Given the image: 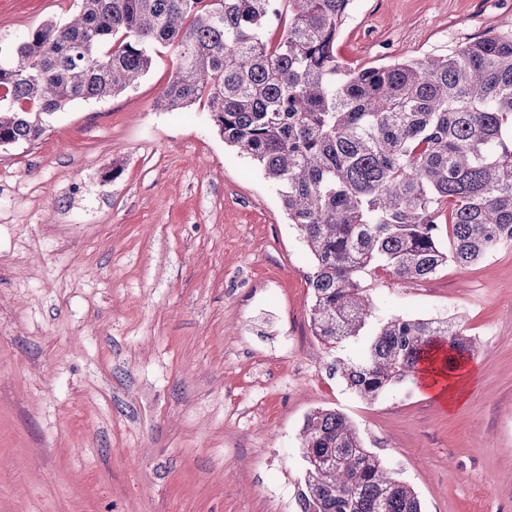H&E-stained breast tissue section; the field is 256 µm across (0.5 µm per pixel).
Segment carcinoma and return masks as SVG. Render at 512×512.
Returning <instances> with one entry per match:
<instances>
[{
    "label": "carcinoma",
    "mask_w": 512,
    "mask_h": 512,
    "mask_svg": "<svg viewBox=\"0 0 512 512\" xmlns=\"http://www.w3.org/2000/svg\"><path fill=\"white\" fill-rule=\"evenodd\" d=\"M353 2L80 0L67 21L0 43V147L38 141L70 102L135 88L176 46L159 107L206 101L224 143L257 164L311 256L313 335L358 343L331 370L372 402L413 381L434 348L450 368L473 351L459 323L384 317L364 279L412 284L512 242V33L348 67L336 39ZM301 439L300 512H422L344 414L314 411Z\"/></svg>",
    "instance_id": "1"
}]
</instances>
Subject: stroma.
I'll return each mask as SVG.
<instances>
[{"mask_svg":"<svg viewBox=\"0 0 512 512\" xmlns=\"http://www.w3.org/2000/svg\"><path fill=\"white\" fill-rule=\"evenodd\" d=\"M78 0H0V32ZM512 32V0H354L353 67ZM164 49L125 93L0 147V512H299L308 414L348 416L424 512H512V244L399 284L390 314L461 319L479 376L458 406L417 384L372 403L330 375L354 344L309 326V262L205 102L158 101Z\"/></svg>","mask_w":512,"mask_h":512,"instance_id":"1","label":"stroma"}]
</instances>
